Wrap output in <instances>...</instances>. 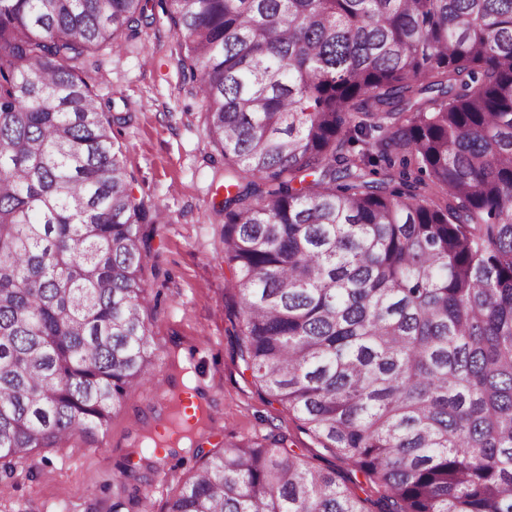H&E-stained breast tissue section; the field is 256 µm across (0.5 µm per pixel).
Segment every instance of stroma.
<instances>
[{"instance_id": "1", "label": "stroma", "mask_w": 512, "mask_h": 512, "mask_svg": "<svg viewBox=\"0 0 512 512\" xmlns=\"http://www.w3.org/2000/svg\"><path fill=\"white\" fill-rule=\"evenodd\" d=\"M153 13L151 26L124 32L122 52L93 50L84 59L98 101L128 117L115 134L135 197L160 209L143 264L153 372L168 374L170 355L186 350L196 391L213 406L197 447L276 436L322 468L350 473L294 414L269 402L238 355L240 299L229 286L224 219L212 210L225 194L224 160L208 137L200 99L182 83L170 21L161 8ZM161 410L151 387L129 390L108 427L64 448L38 449L12 478L0 479V512H141L147 493L154 512H164L195 461L176 447L165 465L145 467L136 443Z\"/></svg>"}]
</instances>
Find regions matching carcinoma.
Returning <instances> with one entry per match:
<instances>
[{"label": "carcinoma", "mask_w": 512, "mask_h": 512, "mask_svg": "<svg viewBox=\"0 0 512 512\" xmlns=\"http://www.w3.org/2000/svg\"><path fill=\"white\" fill-rule=\"evenodd\" d=\"M150 0H0V474L152 381L132 193L82 59ZM224 158L238 349L380 492L258 441L164 512H512V0H161Z\"/></svg>", "instance_id": "obj_1"}]
</instances>
